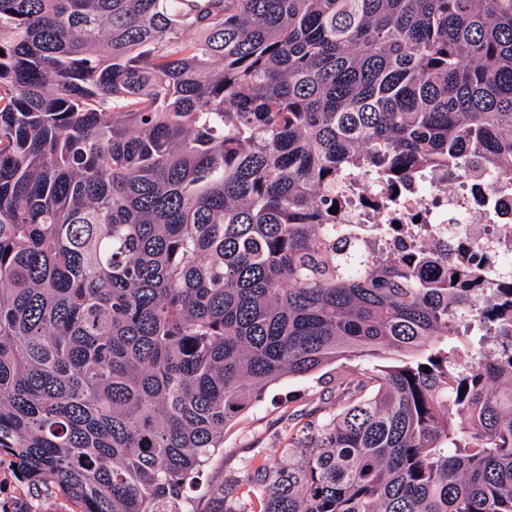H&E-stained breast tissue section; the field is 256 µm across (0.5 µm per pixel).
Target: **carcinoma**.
<instances>
[{"label":"carcinoma","instance_id":"1","mask_svg":"<svg viewBox=\"0 0 512 512\" xmlns=\"http://www.w3.org/2000/svg\"><path fill=\"white\" fill-rule=\"evenodd\" d=\"M476 166L512 175V0H0V464L188 512L271 386L388 351L259 512H512V283L336 238L350 177Z\"/></svg>","mask_w":512,"mask_h":512}]
</instances>
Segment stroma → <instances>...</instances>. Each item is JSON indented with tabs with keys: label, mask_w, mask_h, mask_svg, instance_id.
Returning a JSON list of instances; mask_svg holds the SVG:
<instances>
[{
	"label": "stroma",
	"mask_w": 512,
	"mask_h": 512,
	"mask_svg": "<svg viewBox=\"0 0 512 512\" xmlns=\"http://www.w3.org/2000/svg\"><path fill=\"white\" fill-rule=\"evenodd\" d=\"M364 363L340 360L307 377H286L263 401L227 428L224 446L185 498L195 512H211L216 494L230 485L236 495L249 489L247 479L265 460H284L298 427L308 417L323 421L336 411V388L356 379ZM0 512H63L61 501L34 497L22 490L9 467L0 468Z\"/></svg>",
	"instance_id": "obj_1"
}]
</instances>
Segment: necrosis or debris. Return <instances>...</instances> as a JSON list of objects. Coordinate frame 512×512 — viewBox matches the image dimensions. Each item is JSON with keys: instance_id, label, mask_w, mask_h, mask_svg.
<instances>
[{"instance_id": "obj_1", "label": "necrosis or debris", "mask_w": 512, "mask_h": 512, "mask_svg": "<svg viewBox=\"0 0 512 512\" xmlns=\"http://www.w3.org/2000/svg\"><path fill=\"white\" fill-rule=\"evenodd\" d=\"M337 237L373 255L407 254L420 246L454 240L453 259L488 264L486 287L512 277V179L492 171H469L452 179L427 173L400 186L388 207L374 209L372 176L358 179Z\"/></svg>"}]
</instances>
